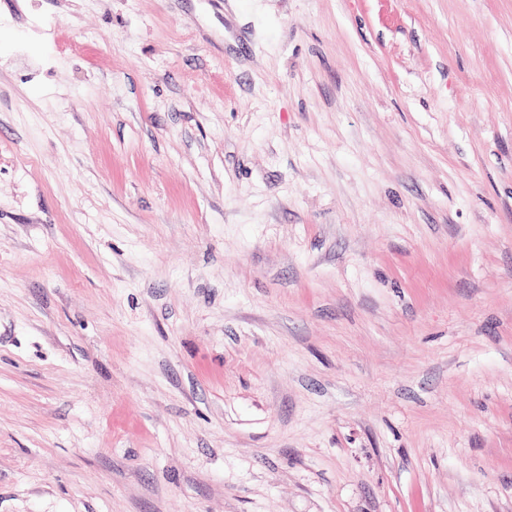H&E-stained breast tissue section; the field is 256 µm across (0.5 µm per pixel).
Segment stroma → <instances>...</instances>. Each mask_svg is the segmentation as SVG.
I'll list each match as a JSON object with an SVG mask.
<instances>
[{"mask_svg":"<svg viewBox=\"0 0 512 512\" xmlns=\"http://www.w3.org/2000/svg\"><path fill=\"white\" fill-rule=\"evenodd\" d=\"M0 512H512V0H0Z\"/></svg>","mask_w":512,"mask_h":512,"instance_id":"35a3bbf8","label":"stroma"}]
</instances>
